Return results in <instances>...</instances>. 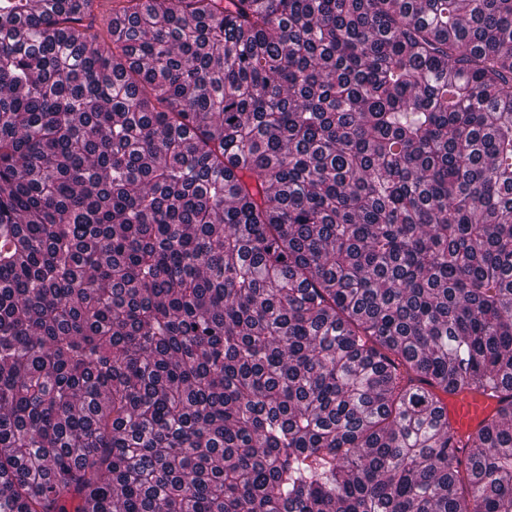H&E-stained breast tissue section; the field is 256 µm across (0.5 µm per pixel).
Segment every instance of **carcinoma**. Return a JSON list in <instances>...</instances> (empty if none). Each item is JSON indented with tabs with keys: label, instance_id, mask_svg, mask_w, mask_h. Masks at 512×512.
<instances>
[{
	"label": "carcinoma",
	"instance_id": "1",
	"mask_svg": "<svg viewBox=\"0 0 512 512\" xmlns=\"http://www.w3.org/2000/svg\"><path fill=\"white\" fill-rule=\"evenodd\" d=\"M94 2L0 0V512H512V0ZM496 403L486 396L463 393L445 399V413L457 437L463 439L494 410Z\"/></svg>",
	"mask_w": 512,
	"mask_h": 512
}]
</instances>
